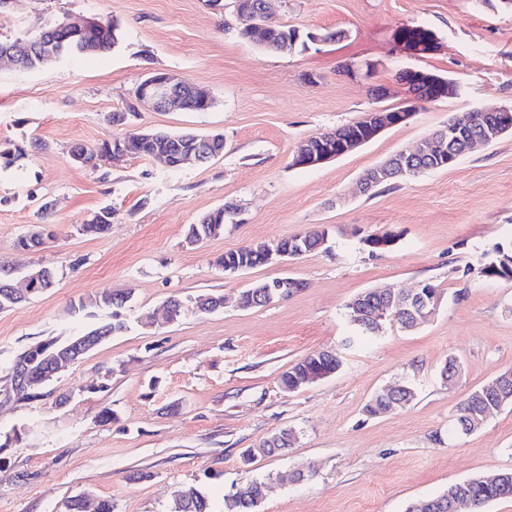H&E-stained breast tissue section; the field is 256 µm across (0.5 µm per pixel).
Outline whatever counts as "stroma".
<instances>
[{"label":"stroma","mask_w":512,"mask_h":512,"mask_svg":"<svg viewBox=\"0 0 512 512\" xmlns=\"http://www.w3.org/2000/svg\"><path fill=\"white\" fill-rule=\"evenodd\" d=\"M68 15L117 22L121 39L102 59L63 60L44 70L0 61V145L26 147L0 169V262L15 271L48 268L54 284L0 312V358L110 321L90 296L122 291L126 328L20 401L0 374V512H65L86 493L114 512H170L177 492L200 488L215 512L226 493L267 478L261 512H406L448 485L512 470V405L484 429L452 432L457 403L512 368V280L482 268L512 243V134L447 168L359 194L364 172L410 150L451 114L512 105V12L499 0H270L267 21L341 39L264 51L239 33L235 0H7L0 37L33 33ZM423 26L437 51L411 54L394 33ZM375 64L366 74L365 64ZM408 69L453 79L459 93L421 103L406 123L315 168L291 164L300 141L351 123L372 108H397ZM173 73L207 89L203 112L139 105L147 74ZM388 88L379 98L375 87ZM127 115L109 123L111 113ZM138 130L222 134L224 153L166 171L138 156L98 169L68 150ZM233 204L221 237L186 244L187 225ZM101 236L81 226L103 207ZM53 236L35 251L16 248L31 225ZM324 228L325 245L295 259L233 275L228 251ZM398 233L371 255L363 241ZM292 278L302 287L269 306L244 309L253 282ZM429 282L443 294L434 318L413 331L385 324L348 348L346 305L372 289L411 291ZM222 295L223 310L143 327L169 298ZM318 350L343 367L300 391L278 386L282 371ZM463 366L442 381L448 357ZM408 380L413 402L371 417L378 391ZM70 401L56 407L59 394ZM111 408L114 422L97 420ZM297 439L276 457L242 468L239 454L274 432Z\"/></svg>","instance_id":"35a3bbf8"}]
</instances>
